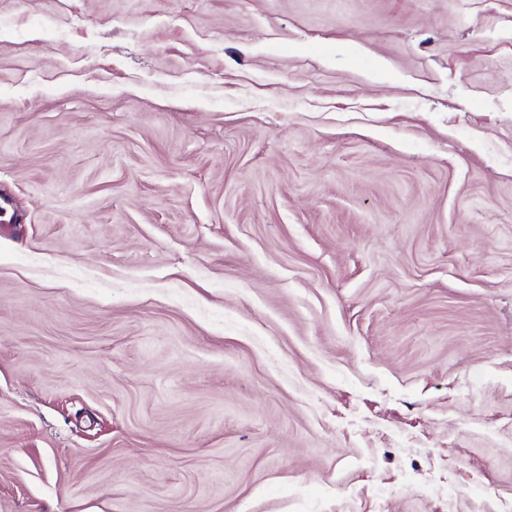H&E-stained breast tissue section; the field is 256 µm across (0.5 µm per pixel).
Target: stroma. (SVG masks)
Returning a JSON list of instances; mask_svg holds the SVG:
<instances>
[{
  "instance_id": "35a3bbf8",
  "label": "stroma",
  "mask_w": 512,
  "mask_h": 512,
  "mask_svg": "<svg viewBox=\"0 0 512 512\" xmlns=\"http://www.w3.org/2000/svg\"><path fill=\"white\" fill-rule=\"evenodd\" d=\"M0 512H512V0H0Z\"/></svg>"
}]
</instances>
